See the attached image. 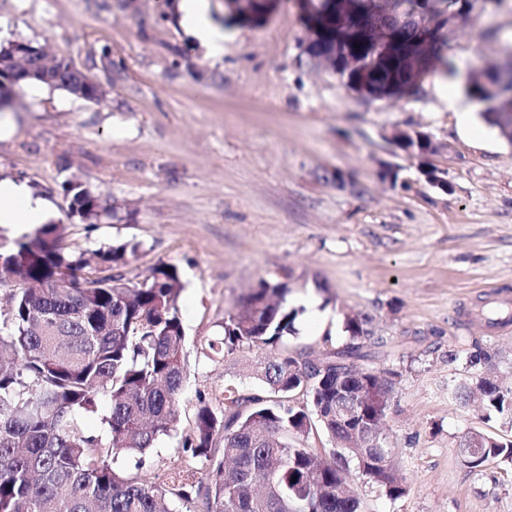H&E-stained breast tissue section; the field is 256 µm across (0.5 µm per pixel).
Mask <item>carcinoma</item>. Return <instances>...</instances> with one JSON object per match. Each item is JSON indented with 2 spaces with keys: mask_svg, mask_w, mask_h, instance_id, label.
Here are the masks:
<instances>
[{
  "mask_svg": "<svg viewBox=\"0 0 512 512\" xmlns=\"http://www.w3.org/2000/svg\"><path fill=\"white\" fill-rule=\"evenodd\" d=\"M241 18L263 11L261 0H229ZM355 39L336 42V20L358 7V0H308L306 20L310 57L355 81L369 79L367 95L401 99L413 94L427 70L448 66V39L430 35L417 11L467 17L473 0H364ZM397 47L383 51L390 34ZM359 47H354V44ZM37 45L0 42V107L10 106L15 89L48 84L39 76ZM512 87V69L485 67L473 73L467 95L488 104L482 120L512 146V108L490 104L487 84ZM54 87L89 101L104 91L67 58L54 59ZM70 197L68 216L96 224L110 215L101 197L76 178L62 184ZM57 227L44 224L33 233L0 241V271L12 286L7 309L0 312V512H163L166 489L140 472L114 468L120 455L142 457L170 437L180 423L179 397L187 378L186 334L179 308L183 289L177 269L159 263L134 283L118 271L126 244L102 250L98 264L110 274L94 288H78L92 266L83 254L67 252ZM289 289L265 280L239 297L240 308L228 316L224 335L208 342L217 354L248 346L275 347L298 334L303 309L289 305ZM372 318L344 317L345 341L326 352L328 364L317 369L304 349L268 357L260 377L269 395L224 389L221 407L199 398L193 433L183 442L177 484L171 493L183 512H358L359 498L342 488L345 461L336 441L346 426L336 423V386L344 391L366 386L367 421L386 418L395 389L387 370L364 368L360 361L372 342ZM307 385L304 406H291V387ZM487 409L512 417V384L487 382ZM109 404L104 431L87 433L82 418ZM322 433L331 444L321 453L295 440ZM222 436V455L213 443ZM480 440L482 457L467 465L479 471L495 459L512 461V440L481 431L465 436ZM382 463L371 473L385 495L408 492L405 478L389 464L386 448L372 449Z\"/></svg>",
  "mask_w": 512,
  "mask_h": 512,
  "instance_id": "obj_1",
  "label": "carcinoma"
}]
</instances>
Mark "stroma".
<instances>
[{
    "instance_id": "obj_1",
    "label": "stroma",
    "mask_w": 512,
    "mask_h": 512,
    "mask_svg": "<svg viewBox=\"0 0 512 512\" xmlns=\"http://www.w3.org/2000/svg\"><path fill=\"white\" fill-rule=\"evenodd\" d=\"M209 13L226 35L218 60L185 33L177 0H0V42L43 45L105 91L94 102L23 87L11 106L18 131L0 140V179L52 202L67 251L128 244V279L166 263L184 285L181 424L143 474L167 483L199 397L261 390L268 348L223 356L208 342L265 279L304 309L288 349L337 348L345 314L365 313L376 337L365 366L399 375L385 445L409 492L389 499L349 467L359 512H512V461L472 472L457 455L468 432L512 439V424L453 395L477 373L476 341L494 353L486 371L512 380V322L481 315L512 303V146L477 111L461 126L441 98L444 74L399 101L351 91L310 59L295 0L259 24L231 19L224 0H209ZM445 56L464 73L512 65V0L474 11ZM398 130L426 134L433 153L409 156ZM73 177L111 215L68 218L61 185Z\"/></svg>"
}]
</instances>
